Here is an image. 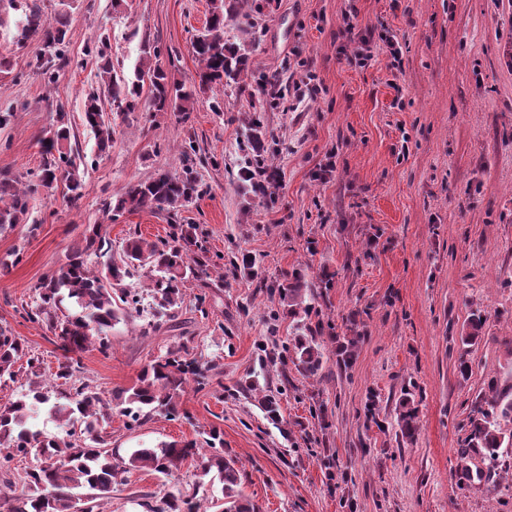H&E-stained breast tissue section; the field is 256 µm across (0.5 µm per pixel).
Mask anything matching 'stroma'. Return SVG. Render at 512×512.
Returning <instances> with one entry per match:
<instances>
[{"label": "stroma", "instance_id": "stroma-1", "mask_svg": "<svg viewBox=\"0 0 512 512\" xmlns=\"http://www.w3.org/2000/svg\"><path fill=\"white\" fill-rule=\"evenodd\" d=\"M25 2L0 0V57L10 63L0 74V113L9 115L0 179L34 180L44 140L63 124L84 157L79 200L68 202L61 183L40 189L28 220L0 231V259L21 253L0 272V327L41 356L43 381L60 352L26 313L39 284L82 246L86 225H106L117 253L129 236L164 239L180 224L207 276L187 280L174 327L161 329L149 278L132 279L139 313L112 330L108 354L80 353L83 376L116 399L180 341L219 372L206 388L187 385L177 416L157 411L134 426L113 413V450L200 442L218 430L256 512H512V469L493 489L459 488L455 475L461 426L489 399L488 381L512 386V0H270L260 14L239 0L224 38L249 57L242 82L199 92L186 117L104 102L114 128L105 154L83 122L87 96L101 86L94 41L107 37L113 66L130 79L143 43L153 44L172 79L190 83L199 68L191 42L210 0H69L68 61L51 83L36 66L42 44L17 43ZM384 30L401 47L400 65L384 53L356 64L358 36ZM274 77L287 92L270 106L263 82ZM308 79L314 93L297 100L295 84ZM255 113L265 163L279 174L263 194L241 178ZM187 163L203 183L192 203L108 219L104 200L130 180ZM246 255L252 268L240 265ZM296 270L316 295L305 322L324 362L311 377L292 363L297 318L266 291ZM474 313L484 326L464 350L458 336ZM356 334L354 359L338 366L337 338ZM405 386L418 407L411 441L396 435ZM268 395L278 418L262 407ZM201 462L187 458L168 476L129 474L102 512H147L146 502L177 491L210 507L222 485Z\"/></svg>", "mask_w": 512, "mask_h": 512}]
</instances>
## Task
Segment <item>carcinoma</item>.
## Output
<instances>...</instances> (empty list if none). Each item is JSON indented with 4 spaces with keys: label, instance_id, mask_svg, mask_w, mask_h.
Listing matches in <instances>:
<instances>
[{
    "label": "carcinoma",
    "instance_id": "obj_1",
    "mask_svg": "<svg viewBox=\"0 0 512 512\" xmlns=\"http://www.w3.org/2000/svg\"><path fill=\"white\" fill-rule=\"evenodd\" d=\"M236 0H211L210 15L203 31L192 42L199 70L190 85L171 81L163 66L156 63L137 69L135 80L118 75L107 59V43L101 39L95 45L97 54L105 59L99 76L121 112H132L139 105L144 84H149L148 110L176 111L185 115L194 110L197 91L224 82L237 81L248 68L249 58L240 49L224 40V26L236 14ZM35 38L58 58L65 57L63 47L67 38L65 14L54 21L43 18L35 6L28 8L18 33L23 44ZM84 123L95 136L99 152L112 148V125L105 123L100 95H89L84 109ZM248 142L252 143L255 159L248 161L242 176L250 171H266L259 160L263 150L262 123L252 117L247 127ZM46 159L37 174V180L25 188L15 187L10 180H0V229L20 223L29 214V199L39 188H50L54 183H65L70 200L82 195V177L77 159L80 155L71 146V132L58 127L44 144ZM199 194V176L189 166L182 173L162 171L147 180L129 182L124 192L114 201L104 203V211L114 220L125 211L150 207L158 211H172L191 203ZM85 245L66 257V262L38 289L40 304L27 313L32 322L44 323L57 338V347L63 352L55 380L65 386L58 393L48 386L31 383L28 393L9 406H0V473L11 471L17 457L34 455L40 464L25 471L24 493L19 497L0 491V512H74L76 502L85 506L84 512H100V501L110 497L112 486L120 474H130L149 467L157 473L169 475L178 463L202 453L203 474L216 471L223 483L222 512H255L244 497L237 461L224 455V442L219 434H210L206 441L209 452L191 441L163 443L156 448H136L127 456H114L106 425L112 418V404L104 401L89 384L81 381L82 365L76 354L92 342L108 354V335L114 326L139 311V296L125 287V281L142 270L147 271L153 283L157 304L171 310L181 307L184 283L189 277L207 274V265L189 256L193 237L189 232L171 233L167 241H153L140 235L128 238L119 257L112 254V241L102 224H89L84 231ZM279 301L294 316L309 315L312 304L307 289L299 284L277 288ZM483 326V319L474 315L459 336L461 344L474 345ZM359 342L357 336H345L337 352V363L348 364ZM292 363L303 375L312 376L322 368L323 354L315 336H297L293 343ZM188 347L182 343L169 347L141 371L137 383L122 391L124 407L119 412L137 423L156 411L169 415L177 413L175 399L184 392L189 378L198 388L209 384V372L215 365H199L187 358ZM26 359L28 371L38 377L43 360L30 353L21 341L0 328V380H15L14 366ZM493 396L487 407L477 406L463 425L459 457L467 460L479 454L486 463L485 479L489 480L502 467L504 459L500 448L504 435L499 420H512V391L499 390L496 381L488 383ZM39 404L67 427L66 437H46L27 426L30 407ZM418 409L413 394L404 391L399 401L398 426L401 437L412 440L417 432ZM84 493L78 494L76 490ZM195 497L170 496L159 505L146 504L148 512H199Z\"/></svg>",
    "mask_w": 512,
    "mask_h": 512
}]
</instances>
